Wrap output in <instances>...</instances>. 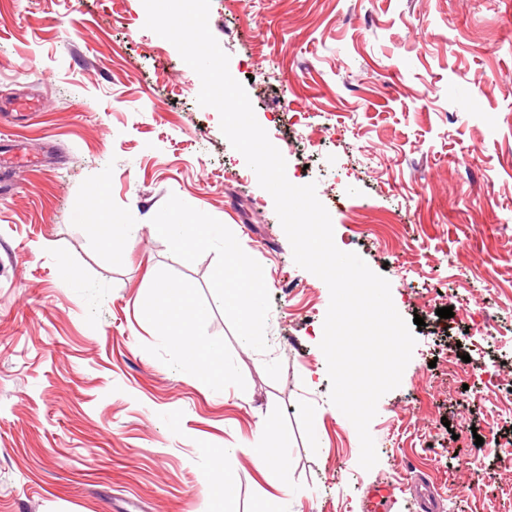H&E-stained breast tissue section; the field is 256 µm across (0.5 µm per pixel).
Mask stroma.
Instances as JSON below:
<instances>
[{"label":"stroma","mask_w":512,"mask_h":512,"mask_svg":"<svg viewBox=\"0 0 512 512\" xmlns=\"http://www.w3.org/2000/svg\"><path fill=\"white\" fill-rule=\"evenodd\" d=\"M145 20L142 0H0V152L20 158L0 169V512H364L373 489L416 512L426 488L436 512H512L476 489L512 444V415L491 416L512 391V0H211L289 181L315 183L337 247L425 321L368 471L330 401L329 289ZM108 166L137 223L177 195L262 265L266 352L221 312L214 253L187 263L147 232L122 266L93 252L71 217ZM162 282L223 353V385L182 372L146 304ZM267 424L286 465L262 471L239 448L266 447Z\"/></svg>","instance_id":"35a3bbf8"}]
</instances>
